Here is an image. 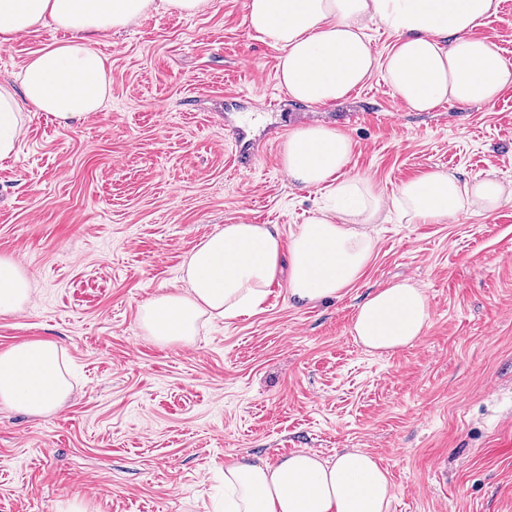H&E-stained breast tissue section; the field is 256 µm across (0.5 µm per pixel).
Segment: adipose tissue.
<instances>
[{"label": "adipose tissue", "mask_w": 512, "mask_h": 512, "mask_svg": "<svg viewBox=\"0 0 512 512\" xmlns=\"http://www.w3.org/2000/svg\"><path fill=\"white\" fill-rule=\"evenodd\" d=\"M210 0H0V45L34 29L64 31L0 83V159L15 153L25 113L44 112L64 127L101 111L111 97L108 63L97 51L106 33L136 25L153 12L193 16ZM498 10V0H248L246 23L259 39L281 49L279 79L296 101L333 105L346 100L375 69L417 112L445 101L492 103L512 85V66L498 47L474 30ZM396 37L377 58L366 22ZM350 138L310 125L291 132L282 165L301 188L323 187L339 207L320 208L290 240L276 225L227 224L206 236L183 262L181 288L145 301L141 328L161 344L189 343L203 319L236 318L261 309L270 286L287 281L291 305L339 298L369 264L376 241L371 224L394 206L411 224H439L468 213H491L512 201L494 173L462 184L454 173L430 170L403 182L385 198L366 176L346 177ZM30 275L0 257V314L23 308ZM430 318L424 289L402 281L375 289L357 305L351 334L365 349L393 353L412 346ZM69 381L53 341L16 344L0 353V402L38 416L58 411ZM392 484L365 451L333 457L296 452L275 462L247 458L224 468V512H388Z\"/></svg>", "instance_id": "ef3b65f1"}]
</instances>
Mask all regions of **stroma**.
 <instances>
[{
    "instance_id": "stroma-1",
    "label": "stroma",
    "mask_w": 512,
    "mask_h": 512,
    "mask_svg": "<svg viewBox=\"0 0 512 512\" xmlns=\"http://www.w3.org/2000/svg\"><path fill=\"white\" fill-rule=\"evenodd\" d=\"M247 0L155 13L100 39L111 99L64 128L25 115L0 161V256L34 276L0 315V352L56 341L71 392L35 417L0 402V512H222L224 463L299 451L373 455L389 512H512V201L443 224L390 215L336 300L294 307L278 280L261 311L203 324L189 345L141 329L143 302L182 287L186 255L231 220L290 235L326 196L281 163L307 107L281 85L280 52L245 21ZM0 46V81L50 40ZM319 124L352 140L348 175L384 196L426 171L512 184V86L490 104L411 110L375 71ZM407 279L431 317L405 350L350 333L366 294Z\"/></svg>"
}]
</instances>
